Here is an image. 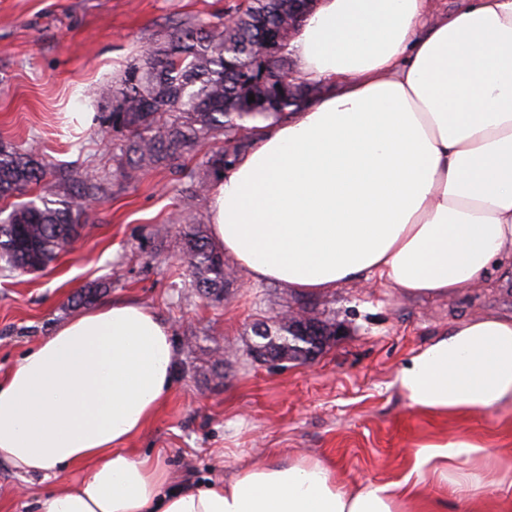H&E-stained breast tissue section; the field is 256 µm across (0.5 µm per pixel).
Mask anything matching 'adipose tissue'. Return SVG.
I'll return each instance as SVG.
<instances>
[{"instance_id":"ef3b65f1","label":"adipose tissue","mask_w":512,"mask_h":512,"mask_svg":"<svg viewBox=\"0 0 512 512\" xmlns=\"http://www.w3.org/2000/svg\"><path fill=\"white\" fill-rule=\"evenodd\" d=\"M318 0L288 45L321 93L260 122L213 185L214 242L256 282L304 294L359 281L406 296L481 286L512 250V0ZM168 324L133 301L76 314L0 375V462L83 471L38 512H423L424 484L512 490L461 438L421 446L404 481L351 484L312 458L177 487L128 443L165 405ZM411 407L466 419L512 404V320L453 323L397 370Z\"/></svg>"}]
</instances>
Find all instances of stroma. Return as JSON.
<instances>
[{
  "instance_id": "stroma-1",
  "label": "stroma",
  "mask_w": 512,
  "mask_h": 512,
  "mask_svg": "<svg viewBox=\"0 0 512 512\" xmlns=\"http://www.w3.org/2000/svg\"><path fill=\"white\" fill-rule=\"evenodd\" d=\"M238 0H0V141L33 151L48 181L75 191L90 170L111 173L106 196L87 202L92 226L43 272L0 271V373L75 314L72 295L105 285L103 300L134 299L156 312L176 349L171 398L130 445L159 457L175 480L194 486L251 463L304 454L332 463L352 483L400 479L409 456L441 435L484 445L512 462V408L465 421L432 420L410 407L396 370L452 322L512 317V259L486 284L453 299H407L358 282L318 296L255 285L241 270L223 301L190 288L180 225H210L208 197L184 208L188 171L215 140L185 153L184 171L158 167L134 182L116 176L117 133L76 112L109 111L112 88L146 48L178 21H215ZM301 312L341 323L314 359L280 364L251 354L253 323ZM226 354L216 366V350ZM55 479L19 476L0 463V512H36Z\"/></svg>"
}]
</instances>
